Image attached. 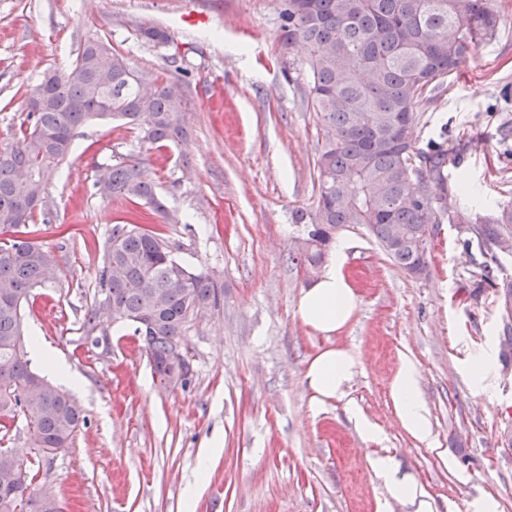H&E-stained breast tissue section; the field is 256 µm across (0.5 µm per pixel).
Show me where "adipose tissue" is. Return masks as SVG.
Instances as JSON below:
<instances>
[{
	"instance_id": "adipose-tissue-1",
	"label": "adipose tissue",
	"mask_w": 512,
	"mask_h": 512,
	"mask_svg": "<svg viewBox=\"0 0 512 512\" xmlns=\"http://www.w3.org/2000/svg\"><path fill=\"white\" fill-rule=\"evenodd\" d=\"M342 266V254H332L316 281L302 290L296 306V313L303 323L328 338L345 328L357 307V294ZM355 367L356 359L348 350L331 347L317 354L305 373V381L314 401L322 404L343 397ZM416 383L414 368L405 367L396 375L392 393L400 405L404 426L425 440L430 432Z\"/></svg>"
}]
</instances>
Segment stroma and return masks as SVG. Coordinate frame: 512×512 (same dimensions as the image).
Here are the masks:
<instances>
[{"label": "stroma", "instance_id": "stroma-1", "mask_svg": "<svg viewBox=\"0 0 512 512\" xmlns=\"http://www.w3.org/2000/svg\"><path fill=\"white\" fill-rule=\"evenodd\" d=\"M491 6L501 17L495 37L471 45L419 107V147L471 141L448 174L481 215L512 201V152L498 136L512 122V0ZM193 7L208 26L183 22ZM281 10L282 0H0L2 143L25 123L44 73L69 74L87 39L110 41L140 71L187 79L186 136L150 149L148 163L180 221L148 225L219 289L182 338L185 387L158 386L130 323H88L106 298L98 271L112 227L137 209L94 183L140 146L121 123L80 126L29 226L56 264L23 328L76 378L70 392L87 424L71 448L37 456L19 418L0 446L30 460L34 488L51 490L61 512H415L376 474L379 457L414 479L433 512H512V447L500 442L512 425V373L499 360L498 304L451 224L439 225L423 279L394 267L363 227L341 228L353 318L328 338L296 313L316 276L293 259L303 234L293 214L317 200L321 137L306 57L281 49ZM143 23L172 46L141 41ZM329 347L358 365L345 396L319 405L304 377ZM407 364L426 441L403 426L391 391Z\"/></svg>", "mask_w": 512, "mask_h": 512}]
</instances>
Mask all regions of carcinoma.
<instances>
[{"label": "carcinoma", "instance_id": "obj_1", "mask_svg": "<svg viewBox=\"0 0 512 512\" xmlns=\"http://www.w3.org/2000/svg\"><path fill=\"white\" fill-rule=\"evenodd\" d=\"M282 45L300 44L311 76L310 96L321 135L314 170L315 207L296 223L313 240L297 245L298 259L312 272L323 263L335 233L348 224L364 227L391 263L413 277L427 274L437 232L428 225L471 224L479 248L512 253V202L495 213L471 216L448 167L466 151L459 143L417 146L426 94L444 84L470 44L495 36L500 16L488 0H284ZM146 75L100 38L80 47L68 77L46 73L38 85L41 108L29 125L0 143V428L17 416L26 422L29 445L39 455L69 447L86 424L82 406L66 391L33 372L22 334L25 305L45 285L52 251L20 236L15 216L34 219L56 169L68 157L74 131L90 119L121 120L149 146L165 147L186 135L183 86ZM108 101L109 111L98 106ZM142 153L126 157L98 176L106 198L138 200L166 220L171 215L145 174ZM482 281L494 290L503 323V364L512 362V280L481 264ZM115 321L145 329L142 348L163 382L187 324L218 299L208 278L176 260L162 236L139 224H116L99 274ZM24 469L18 483H0V512H55L46 494L31 490L30 467L0 448V478Z\"/></svg>", "mask_w": 512, "mask_h": 512}]
</instances>
